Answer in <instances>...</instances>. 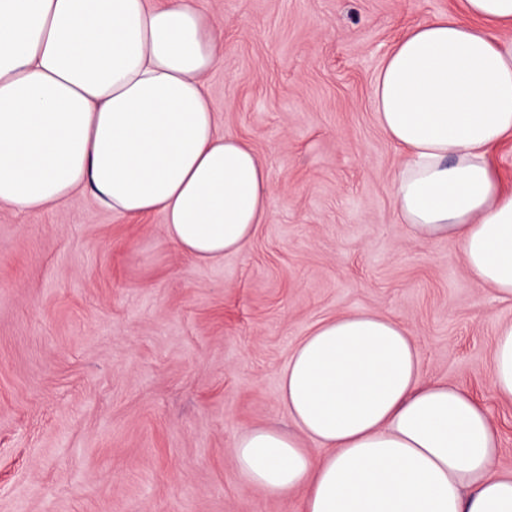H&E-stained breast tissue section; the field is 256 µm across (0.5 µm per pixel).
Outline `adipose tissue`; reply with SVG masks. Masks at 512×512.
<instances>
[{"label":"adipose tissue","instance_id":"obj_1","mask_svg":"<svg viewBox=\"0 0 512 512\" xmlns=\"http://www.w3.org/2000/svg\"><path fill=\"white\" fill-rule=\"evenodd\" d=\"M463 6L400 38L373 108L404 155L399 223L416 242L459 244L474 280L511 300L512 191L490 153L512 137V47L487 28L512 26V0ZM222 52L214 17L189 0H0V205L38 212L85 189L114 213L162 215L197 261L243 251L272 185L252 146L218 131L206 77ZM492 377L512 399V324ZM280 398L293 431L245 429L234 456L247 484L302 491V512H512L488 407L425 381L393 316L320 322L282 367Z\"/></svg>","mask_w":512,"mask_h":512}]
</instances>
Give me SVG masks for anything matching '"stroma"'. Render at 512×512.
<instances>
[{"label": "stroma", "mask_w": 512, "mask_h": 512, "mask_svg": "<svg viewBox=\"0 0 512 512\" xmlns=\"http://www.w3.org/2000/svg\"><path fill=\"white\" fill-rule=\"evenodd\" d=\"M220 25L206 78L221 132L266 165L269 217L204 264L161 215L130 220L87 193L0 207V512H301L246 487L233 444L286 426L279 371L316 324L369 310L417 336L422 374L467 387L501 429L491 373L512 323L458 245L399 224L403 155L378 125L377 72L410 27L461 0H192Z\"/></svg>", "instance_id": "35a3bbf8"}]
</instances>
